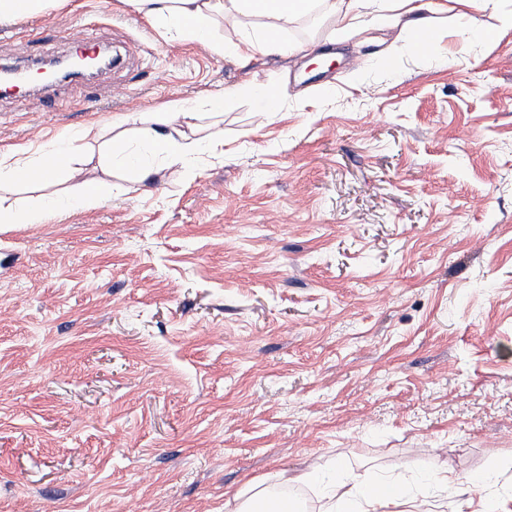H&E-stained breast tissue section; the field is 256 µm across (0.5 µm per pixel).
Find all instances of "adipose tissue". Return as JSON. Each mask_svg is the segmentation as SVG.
<instances>
[{
	"instance_id": "ef3b65f1",
	"label": "adipose tissue",
	"mask_w": 512,
	"mask_h": 512,
	"mask_svg": "<svg viewBox=\"0 0 512 512\" xmlns=\"http://www.w3.org/2000/svg\"><path fill=\"white\" fill-rule=\"evenodd\" d=\"M145 18L161 25L167 34L180 40L203 37L215 16L243 22L266 19L257 33L245 34L235 43L240 54H283L288 45L278 35L292 20L317 11L336 20L340 30L351 33L370 24L394 26L401 14L433 10V0H399L398 8L369 9L367 0H125ZM139 126L144 142L164 160L183 161L197 156L205 147L220 144L217 130L202 126L195 107L173 102L167 105L163 121L147 125L142 115L132 113L114 121L115 131L104 145L99 163L105 169L126 166L130 155L121 145L132 126ZM82 146L78 140L54 144L51 149L37 148L0 156V185H26L50 182L58 174L73 181L74 189L62 195L43 197V210L58 212L80 204L97 202L104 183L83 177ZM273 481L283 485H319L322 505L319 512H387L398 506L400 512H418L414 499L399 481L382 478L363 482L352 478L344 464H337L333 475L314 471L275 474ZM269 482L249 481L232 492L224 502L226 512H291L287 500L268 493Z\"/></svg>"
}]
</instances>
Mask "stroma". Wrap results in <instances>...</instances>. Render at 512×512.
I'll return each instance as SVG.
<instances>
[{"mask_svg":"<svg viewBox=\"0 0 512 512\" xmlns=\"http://www.w3.org/2000/svg\"><path fill=\"white\" fill-rule=\"evenodd\" d=\"M438 2L422 53L411 14L345 41L307 16L246 57L123 0L0 17V66L82 24L125 59L0 96V154L237 90L212 153L0 223V512H224L339 460L414 488L440 459L450 512L512 492V0ZM268 482L248 481L228 495L224 510L231 512H291L288 499H276L268 493ZM261 509V510H254Z\"/></svg>","mask_w":512,"mask_h":512,"instance_id":"35a3bbf8","label":"stroma"}]
</instances>
